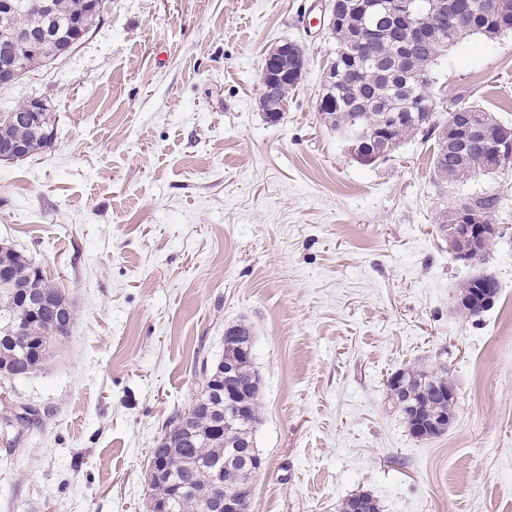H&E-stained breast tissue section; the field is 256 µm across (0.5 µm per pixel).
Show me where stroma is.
Masks as SVG:
<instances>
[{"label": "stroma", "mask_w": 512, "mask_h": 512, "mask_svg": "<svg viewBox=\"0 0 512 512\" xmlns=\"http://www.w3.org/2000/svg\"><path fill=\"white\" fill-rule=\"evenodd\" d=\"M315 0H107L65 57L0 89L38 98L49 148L0 162V243L76 312L42 369L0 382V512H147L161 429L200 392L201 359L245 325L260 375L249 512H512V163L449 185L434 138L357 162L317 104L336 41ZM305 51L281 119L259 98L274 45ZM440 112L512 125V30L475 34L431 68ZM503 232L482 262L440 227L484 195ZM484 271L493 305L458 311ZM447 369L451 426L414 437L387 394L398 369ZM39 424L8 425L14 408ZM486 284L487 286L494 288H489V291L487 292V295L492 298V301L495 299V297L498 294V282L496 278L488 273H480L478 275H475L468 279L460 289V295H459V308L460 310L470 314L471 316H476L480 314L481 312L485 311L487 308H485L481 312H477V310L470 305L469 300L471 298V295L473 293L474 288H482L481 285ZM491 301V303H492ZM490 303L489 307L492 305Z\"/></svg>", "instance_id": "1"}]
</instances>
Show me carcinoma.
Masks as SVG:
<instances>
[{"mask_svg":"<svg viewBox=\"0 0 512 512\" xmlns=\"http://www.w3.org/2000/svg\"><path fill=\"white\" fill-rule=\"evenodd\" d=\"M21 2L23 5L15 12L0 10V39L46 23L43 10L29 6V0ZM51 3L55 33L60 38L69 37V23L77 15L84 18L89 31L100 22V16L88 8L87 0H51ZM476 3L477 0H448V13L466 12L470 15L473 27L462 31L452 25L448 26L434 39L414 47L410 51L413 60L400 69L397 68L394 50L395 41L402 38L403 33L394 26V19L400 10L401 0H381L374 12L355 18L349 26L336 28V54L342 55L343 63L351 69V79L339 87L335 110L325 113L330 129L334 131L358 119L368 122L375 129L382 127L385 114L397 110L400 103L408 101L417 105L432 99L431 81H419L414 78L413 72L429 71L448 46L466 36L480 34L491 38L512 29V0H503L506 9L498 14L480 13L476 9ZM373 33L377 34V40L372 46L371 57L357 56L351 45L361 35ZM467 111L476 114V123L485 135L486 146L473 149L463 157L450 153L445 161H440L442 137L438 130L447 120L439 112L432 118L434 125L431 130L408 117L393 127L390 136L397 145L411 135L435 136L437 148L433 156L434 173L450 184L462 182L471 174L487 171L492 167L495 159L490 145L499 143L505 138L504 132L512 130L511 126L497 120L491 113L475 106L467 107ZM45 129H54V120L49 112L39 113V119L33 125L20 128L8 125L3 128V132L28 141L37 151L50 146L49 140L43 135ZM497 206L498 198L495 196L478 197L469 204V207L479 211L483 224L491 223V214ZM5 254L14 270V286L0 288V364L5 366V370H0V375L7 379L14 372L29 375L40 370L47 356L38 351L34 341L52 330L58 332V336L62 338L68 336L70 329L64 326V322L74 324L76 312L70 304L66 318L51 308H45L37 316H32L20 300L22 291L31 288L60 301L64 296L50 281L36 278L33 264L18 252L7 247ZM483 284L489 286V297L497 296L496 278L488 273H480L461 286L460 310L472 316L478 315L469 300L473 289ZM400 376L402 382L408 386L409 398L403 400V396L390 385V400L400 407L411 433L419 438V420L450 413V404L437 399L434 394L438 387L451 386L448 371H427L412 367L400 370ZM221 419L223 414L202 409L196 413L190 425L194 443L172 444L158 449L155 458L165 460L168 478L150 484L151 502L167 500L173 505L174 512H198L199 499L196 492L210 486L212 463L235 453L233 444L240 437L244 436L246 441H252L260 421L259 403L253 404L249 419L238 425L234 436L228 440L213 433L214 423ZM245 485L246 481L240 469L232 463L225 465L224 491L243 496Z\"/></svg>","mask_w":512,"mask_h":512,"instance_id":"carcinoma-1","label":"carcinoma"}]
</instances>
